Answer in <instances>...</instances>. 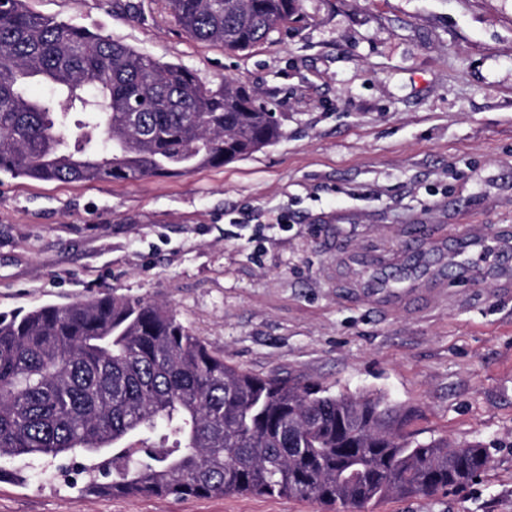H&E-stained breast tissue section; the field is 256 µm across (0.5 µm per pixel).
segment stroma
Segmentation results:
<instances>
[{"label": "stroma", "instance_id": "obj_1", "mask_svg": "<svg viewBox=\"0 0 512 512\" xmlns=\"http://www.w3.org/2000/svg\"><path fill=\"white\" fill-rule=\"evenodd\" d=\"M27 9L255 89L284 135L137 182L0 173V312L106 292L168 305L224 359L410 408L419 439L483 442L477 481L373 512H512V0H301L225 52L163 0ZM478 225L483 257L458 268ZM0 460V512H331L288 497H89Z\"/></svg>", "mask_w": 512, "mask_h": 512}]
</instances>
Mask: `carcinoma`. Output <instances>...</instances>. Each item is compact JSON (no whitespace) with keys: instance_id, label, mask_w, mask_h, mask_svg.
<instances>
[{"instance_id":"carcinoma-1","label":"carcinoma","mask_w":512,"mask_h":512,"mask_svg":"<svg viewBox=\"0 0 512 512\" xmlns=\"http://www.w3.org/2000/svg\"><path fill=\"white\" fill-rule=\"evenodd\" d=\"M192 38L240 51L299 0H166ZM39 82L53 89L33 98ZM140 100V114L130 107ZM254 89H216L85 28L0 4V172L92 183L220 167L278 141ZM383 395L224 361L166 305L107 293L0 312V458L82 460L90 494L288 496L366 512L485 473L480 442L414 440Z\"/></svg>"}]
</instances>
